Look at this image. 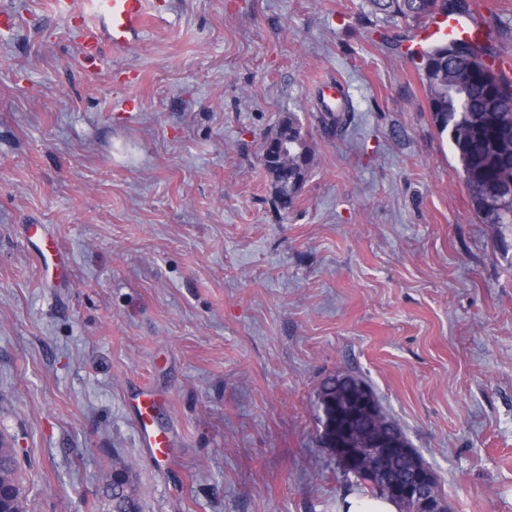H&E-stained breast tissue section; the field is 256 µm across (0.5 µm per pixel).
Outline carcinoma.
Listing matches in <instances>:
<instances>
[{
	"label": "carcinoma",
	"instance_id": "cac0c4a2",
	"mask_svg": "<svg viewBox=\"0 0 512 512\" xmlns=\"http://www.w3.org/2000/svg\"><path fill=\"white\" fill-rule=\"evenodd\" d=\"M376 19L393 26H414L434 13L473 17L468 0H366ZM497 55L480 42L452 41L425 56L434 72L424 75L433 120L440 131H448L456 149L463 179L475 213L484 224H512V197L497 198L496 185L512 179V79L496 68ZM288 125L297 129L288 144V174L280 176L267 165L273 180L289 182L305 178L312 161L302 126L290 115ZM369 409L354 423L358 436L376 434L398 441L405 452L391 460L377 477L339 462L343 473L376 496L403 500L393 494L395 484L417 467L424 466L411 448L400 425L384 416L373 389H367ZM112 512H141L132 473L125 466L113 467L105 484ZM0 512H27L15 449L0 441Z\"/></svg>",
	"mask_w": 512,
	"mask_h": 512
}]
</instances>
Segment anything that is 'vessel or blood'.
Returning a JSON list of instances; mask_svg holds the SVG:
<instances>
[{"label": "vessel or blood", "mask_w": 512, "mask_h": 512, "mask_svg": "<svg viewBox=\"0 0 512 512\" xmlns=\"http://www.w3.org/2000/svg\"><path fill=\"white\" fill-rule=\"evenodd\" d=\"M85 4L84 11L79 13L78 47L86 73L95 78L100 73L103 42H110L117 56L138 50L153 3L152 0H85ZM477 36L478 29L471 19L438 14L420 30L414 50L420 54L440 42L473 40ZM25 241L43 268L60 271L67 266L68 258L58 241L41 225H27ZM165 401L160 391L142 384L135 388L127 402L139 446L149 460L157 464L171 462L175 446L172 434L157 424L158 410Z\"/></svg>", "instance_id": "obj_1"}]
</instances>
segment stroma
Instances as JSON below:
<instances>
[{"instance_id":"1","label":"stroma","mask_w":512,"mask_h":512,"mask_svg":"<svg viewBox=\"0 0 512 512\" xmlns=\"http://www.w3.org/2000/svg\"><path fill=\"white\" fill-rule=\"evenodd\" d=\"M137 54L85 81L78 21L0 0V440L28 512H338L318 394L351 373L434 470L450 512H512V224L475 214L411 60L364 0H158ZM512 57V0H470ZM337 79L346 128L323 132ZM314 162L288 210L264 140ZM69 255L40 272L23 228ZM166 392L170 464L125 408ZM282 122H288V126H296V136L293 137L292 141L288 144V176L287 175H277L276 170L273 169L272 164H268L266 166V170L272 176L274 181V188L276 193V202L282 209H288L293 202V197L288 195V200H282L281 196L284 193V190L276 189V180L284 182V186L287 181L288 184L294 178H302L305 180V177L309 171L312 155L311 149L306 139V135L303 132L302 126L300 123L294 118L293 115H288V118L282 120ZM288 126H283L280 129L278 127L270 133L267 137L265 144L273 147H277L280 144V158L283 160L285 157V151L287 149L286 145L288 143V137L293 134V132L288 131ZM280 141V142H279ZM104 494L112 504V512H141L132 473L125 466H112V474L105 484Z\"/></svg>"}]
</instances>
